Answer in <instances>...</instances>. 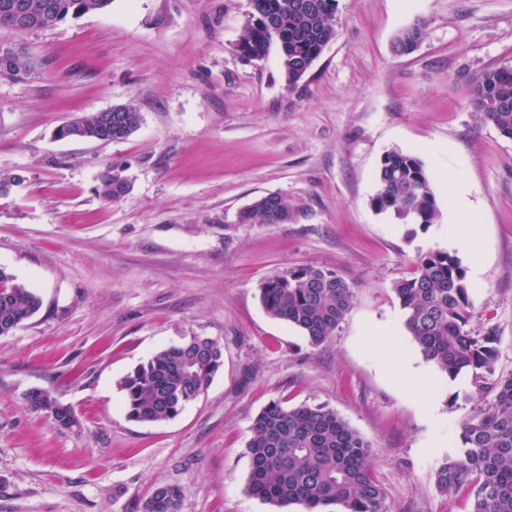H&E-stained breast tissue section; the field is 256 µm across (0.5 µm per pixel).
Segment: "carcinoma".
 <instances>
[{"label":"carcinoma","mask_w":512,"mask_h":512,"mask_svg":"<svg viewBox=\"0 0 512 512\" xmlns=\"http://www.w3.org/2000/svg\"><path fill=\"white\" fill-rule=\"evenodd\" d=\"M111 0H0V29L17 35L55 27L70 16L104 10ZM252 11L236 43L249 60L277 47L288 86L303 79L336 35L338 0H251ZM425 22L402 29L393 42L398 54L412 53ZM30 72L26 49L0 42V75L18 79ZM470 104L483 120L512 139V64L483 69L472 83ZM140 112L129 102L112 113V132L99 131L100 115L78 118L85 136L101 142L129 138L140 125ZM372 206L398 224L426 230L437 223L436 195L423 163L398 150L384 154L376 172ZM130 182L117 167L100 176V195L117 202ZM304 209L278 194H268L240 210V224H287ZM470 285L459 259L442 250L418 258L408 279L394 291L404 311V326L424 357L451 379L471 375L488 400L461 425L463 454L448 456L435 471L445 495L466 492L468 512H512V374L495 376L498 336L492 329L471 328ZM267 313L299 329L319 346L331 338L353 303V289L337 272L305 266L269 277L261 286ZM41 298L0 268V336L13 332L41 309ZM219 343L193 335L166 345L119 381L129 420L159 423L177 417L197 400L223 366ZM27 406L44 412L63 428L79 424L75 411L50 392L34 389ZM249 494L288 512H383L385 489L370 464L371 445L333 409L321 405L286 408L270 402L256 417L247 444ZM183 490L153 488L143 512H180Z\"/></svg>","instance_id":"cac0c4a2"}]
</instances>
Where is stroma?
Wrapping results in <instances>:
<instances>
[{"mask_svg": "<svg viewBox=\"0 0 512 512\" xmlns=\"http://www.w3.org/2000/svg\"><path fill=\"white\" fill-rule=\"evenodd\" d=\"M250 0H112L20 41L25 78L0 77V266L42 300L0 336V512H142L151 490L183 489L181 512H270L246 491L247 443L261 410L324 404L372 446L386 512H467L435 484L462 453L460 426L481 399L470 376L444 377L414 344L393 290L418 257L459 258L472 328L494 329L496 372L512 373V140L470 104L472 79L512 62V0H339L336 36L296 88L278 50L242 59ZM411 54L392 50L417 19ZM134 103L137 131L118 142L57 139L68 120ZM419 158L440 220L394 223L371 206L382 156ZM123 168L130 193H98ZM480 226L476 252L456 241V184ZM304 206L288 224H241L254 199ZM304 266L354 289L335 335L311 346L269 316L260 287ZM378 330L377 345L367 344ZM198 334L224 365L175 419L126 415L119 380L160 347ZM412 361L404 381L384 344ZM434 387L424 406L416 394ZM71 406L58 427L27 407L31 389Z\"/></svg>", "mask_w": 512, "mask_h": 512, "instance_id": "obj_1", "label": "stroma"}]
</instances>
